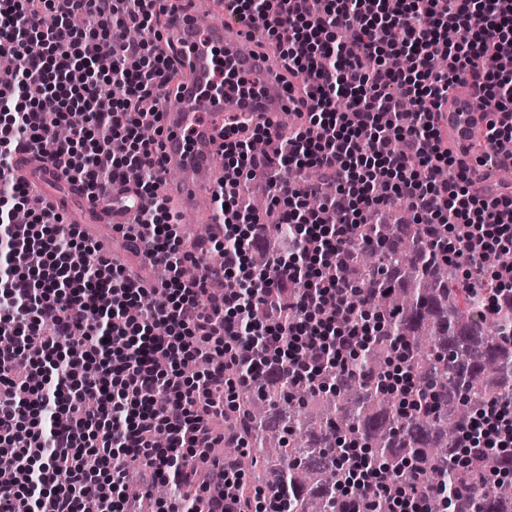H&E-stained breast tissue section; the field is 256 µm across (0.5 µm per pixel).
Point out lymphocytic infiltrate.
<instances>
[{"label": "lymphocytic infiltrate", "instance_id": "1", "mask_svg": "<svg viewBox=\"0 0 512 512\" xmlns=\"http://www.w3.org/2000/svg\"><path fill=\"white\" fill-rule=\"evenodd\" d=\"M243 28H262L284 62L286 89L310 101L303 124L278 133L258 126L224 143V180L213 192L221 235L185 247L179 217L161 197L152 155L166 102L180 98L179 60L155 39L159 0H0V46L24 56L0 71V512H133L126 458L152 484L193 481L208 512H284L275 485L247 489L234 461L203 471L222 436L217 417L240 390L271 370L319 382L326 367L350 371L385 322L367 289L324 277L351 246L372 248V216L409 207L428 243L470 288L490 287L494 314L512 300V193L486 196L442 145L438 112L463 85L494 104L489 148L512 143V0H226ZM88 17L84 29L71 16ZM462 31L451 42L448 29ZM377 59L371 71L357 68ZM120 85L109 108L102 86ZM267 140L259 157L251 144ZM29 149L59 163L92 195L141 173L150 198L134 223L117 226L140 243L146 280L50 203L29 209L27 181L6 175ZM312 169L314 181L288 178ZM267 179L286 250H269L268 226L239 191ZM335 192L308 209L321 181ZM321 195V194H320ZM29 209L27 223L14 212ZM224 255L207 262L209 247ZM505 261L488 268L487 254ZM238 369L235 379L226 368ZM464 453L512 451V398L482 405L461 429ZM391 482L361 447L346 458L341 500L370 512L389 495L393 512H424L434 488L415 464Z\"/></svg>", "mask_w": 512, "mask_h": 512}]
</instances>
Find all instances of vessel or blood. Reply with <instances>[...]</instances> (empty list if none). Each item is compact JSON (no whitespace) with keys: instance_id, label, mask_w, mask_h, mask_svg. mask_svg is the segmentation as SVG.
<instances>
[{"instance_id":"1","label":"vessel or blood","mask_w":512,"mask_h":512,"mask_svg":"<svg viewBox=\"0 0 512 512\" xmlns=\"http://www.w3.org/2000/svg\"><path fill=\"white\" fill-rule=\"evenodd\" d=\"M172 28L189 50L194 71L178 105L165 112L161 122L162 168L179 175L176 182L166 184L165 194L179 211L205 220L213 210L211 190L223 176L219 151L225 136H237L241 128L254 127L273 115L303 111L304 106L287 95L267 61L247 51L246 37L238 27L226 22L204 27L194 13L187 12L174 19ZM227 63L261 85L262 95L217 94L214 86L221 82ZM440 110L443 138L453 154L465 160L470 179L483 181L487 162L471 156L470 148L486 128L487 112L469 91L442 101ZM16 170L42 192H55L60 210L71 212L73 202H80L86 224L131 223L143 203L133 190L119 186L113 188L111 197L91 198L81 185L64 182L58 166L35 156L17 158Z\"/></svg>"}]
</instances>
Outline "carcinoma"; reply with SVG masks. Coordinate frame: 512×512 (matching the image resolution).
Here are the masks:
<instances>
[{
  "label": "carcinoma",
  "mask_w": 512,
  "mask_h": 512,
  "mask_svg": "<svg viewBox=\"0 0 512 512\" xmlns=\"http://www.w3.org/2000/svg\"><path fill=\"white\" fill-rule=\"evenodd\" d=\"M252 205L288 238L268 199ZM369 232L377 247L350 249L341 267L369 289L386 320L383 335L350 373L327 368L317 390L276 377L242 392L237 413L215 423L224 431L216 453L238 463L249 488L276 481L290 512H350L337 490L341 458L355 444L395 481L411 460L424 483L444 486L449 497L428 500L426 512H512V491L484 479L486 456L471 454L465 467L455 458L460 425L487 401L512 395V341L500 335L512 309L490 325L405 206L376 214ZM399 342L411 352V374L434 391L432 408L412 416L380 384ZM241 437L249 447H240Z\"/></svg>",
  "instance_id": "cac0c4a2"
}]
</instances>
